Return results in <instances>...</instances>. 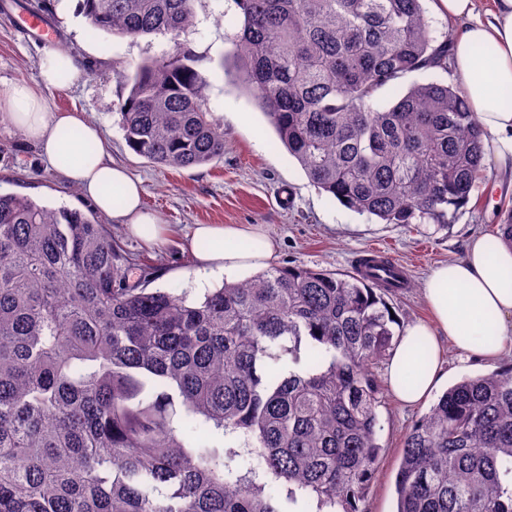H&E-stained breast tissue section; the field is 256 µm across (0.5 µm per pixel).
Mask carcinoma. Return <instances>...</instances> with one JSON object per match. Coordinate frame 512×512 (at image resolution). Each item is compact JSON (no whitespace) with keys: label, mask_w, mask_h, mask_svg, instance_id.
Here are the masks:
<instances>
[{"label":"carcinoma","mask_w":512,"mask_h":512,"mask_svg":"<svg viewBox=\"0 0 512 512\" xmlns=\"http://www.w3.org/2000/svg\"><path fill=\"white\" fill-rule=\"evenodd\" d=\"M233 2L231 74L313 186L384 224L455 221L490 173L485 131L459 85H403L452 73L453 29L433 36L424 0ZM80 10L132 39L195 18L193 0ZM127 83L133 152L223 157L185 56ZM147 276L94 218L0 192V512H364L396 277L272 267L190 302ZM395 495L394 512H512V366L463 377L408 429Z\"/></svg>","instance_id":"carcinoma-1"}]
</instances>
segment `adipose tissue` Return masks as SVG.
<instances>
[{
    "instance_id": "obj_1",
    "label": "adipose tissue",
    "mask_w": 512,
    "mask_h": 512,
    "mask_svg": "<svg viewBox=\"0 0 512 512\" xmlns=\"http://www.w3.org/2000/svg\"><path fill=\"white\" fill-rule=\"evenodd\" d=\"M437 6L460 29L452 45L454 73L486 132V156L512 175V105L502 89H512V0H438ZM489 50L491 61L477 56ZM83 72L66 52L44 53L39 81H16L0 90V118L35 144L65 179L79 188L93 209L149 245L167 241L171 230L142 207V184L115 164L100 128L79 111L56 112L45 93L77 83ZM78 139H70V132ZM70 157L60 165L61 157ZM184 248L200 275H234L266 267L275 242L249 224H195L184 236ZM430 321L404 329L385 365V381L402 405L424 403L444 375L446 348L463 358L500 360L512 353V248L490 246L473 238L462 259L436 267L423 283ZM491 332L490 343L477 340Z\"/></svg>"
}]
</instances>
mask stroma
Returning a JSON list of instances; mask_svg holds the SVG:
<instances>
[{"instance_id": "35a3bbf8", "label": "stroma", "mask_w": 512, "mask_h": 512, "mask_svg": "<svg viewBox=\"0 0 512 512\" xmlns=\"http://www.w3.org/2000/svg\"><path fill=\"white\" fill-rule=\"evenodd\" d=\"M57 0H0V86L16 80L37 83L42 37L22 30L17 8L25 6L45 21L54 47L76 56L86 69L79 85L49 92L56 109H79L97 123L112 158L127 167L143 187L144 208L167 224L172 235L162 248H148L112 225V238L151 270L149 285L202 297L221 286L223 276L200 281L182 250V234L193 224H258L277 243L271 266L303 265L351 275L355 259L372 247H385L405 265L411 287L387 295L398 327L427 318L421 286L439 263L461 258L472 237L495 236L512 210V178L500 173L478 184L459 219L448 228L434 224H382L355 213L309 183L283 148L252 99L224 74L225 58L239 29L233 0H194L195 25L178 40L165 35L137 39L92 32L83 15L57 13ZM182 50L206 76V106L224 127V156L205 166L168 168L136 155L121 129L120 104L128 93L123 74L142 62ZM0 189L52 207L92 214L79 190L47 164L37 148L8 124H0ZM426 405L406 408L383 394L378 414L379 465L364 492L366 512H393L394 476L401 443Z\"/></svg>"}]
</instances>
